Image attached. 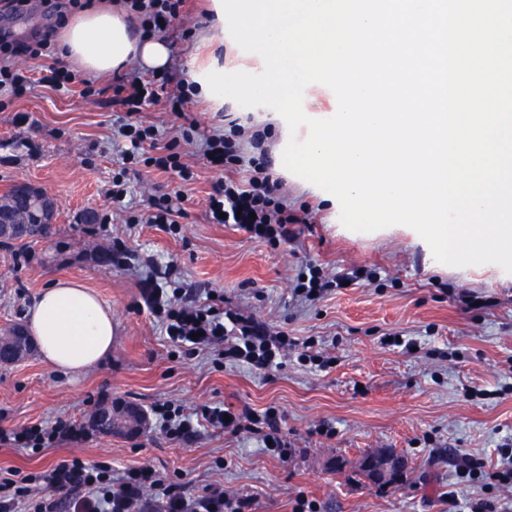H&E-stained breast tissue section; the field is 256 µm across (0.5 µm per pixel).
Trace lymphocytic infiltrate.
<instances>
[{
  "instance_id": "lymphocytic-infiltrate-1",
  "label": "lymphocytic infiltrate",
  "mask_w": 512,
  "mask_h": 512,
  "mask_svg": "<svg viewBox=\"0 0 512 512\" xmlns=\"http://www.w3.org/2000/svg\"><path fill=\"white\" fill-rule=\"evenodd\" d=\"M187 0H125L127 9L136 15L145 32L168 28L185 17ZM53 32H45L22 47L0 46V90L13 96L26 93L29 77L10 64L13 56L26 54L37 58L51 53ZM157 79L128 77L115 83L113 91L126 109L128 120L120 124L118 137L124 138L126 161L142 160L145 166L177 172L191 178L192 172L182 160L176 144L163 146L161 152L146 155L145 148L154 144L153 127L132 124L131 119L144 105L160 100L175 115H182L190 102L192 84H180L176 94L164 97ZM249 137L253 155L240 151L242 137ZM259 135H246L239 123H231L227 133L211 135L206 141L205 157L209 164L225 173L208 194L207 208L212 223L226 222L245 230L251 237L278 246L297 237L296 225L306 223V215L290 213L278 194L279 185L261 150ZM246 172L243 180L235 172ZM357 272L327 276L317 265L308 263L299 269L292 281L295 296L312 300L324 296L343 283L357 279ZM141 296L146 306L157 314L168 338L196 349L217 345L224 359L241 363L260 372L277 370L282 353L288 347L287 334L271 331L252 318L225 313L219 304L204 307L187 304L181 289L164 293L150 282H143ZM203 420L214 426L229 425L233 430L245 429L268 442L280 456H288L291 444L281 427L275 408L257 413L245 410L229 412L223 404L203 406ZM84 428L59 421L49 427L21 425L9 431L0 430V446L45 448L55 443L83 436ZM69 492L70 512H253L254 502L225 491L223 485L212 484L202 493L191 494L185 481L158 475L147 467L128 469L113 476L108 461L86 462L80 458H63L47 474L23 475L0 470V512H57L60 492Z\"/></svg>"
}]
</instances>
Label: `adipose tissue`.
<instances>
[{
  "mask_svg": "<svg viewBox=\"0 0 512 512\" xmlns=\"http://www.w3.org/2000/svg\"><path fill=\"white\" fill-rule=\"evenodd\" d=\"M59 46L62 57L96 78L133 62L161 67L170 55L165 40L141 33L120 0H103L69 19ZM28 327L44 361L73 376L95 367L112 351L111 309L76 281L57 280L42 289L28 310Z\"/></svg>",
  "mask_w": 512,
  "mask_h": 512,
  "instance_id": "ef3b65f1",
  "label": "adipose tissue"
}]
</instances>
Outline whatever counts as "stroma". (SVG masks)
<instances>
[{
	"label": "stroma",
	"instance_id": "35a3bbf8",
	"mask_svg": "<svg viewBox=\"0 0 512 512\" xmlns=\"http://www.w3.org/2000/svg\"><path fill=\"white\" fill-rule=\"evenodd\" d=\"M208 5L193 0L183 25L163 33L172 82L186 78L188 62L201 51ZM58 27L51 0H26L17 9L0 0V41L28 43ZM59 62L55 55L13 57L33 85L22 96H0V194L25 180L57 203L51 240L0 249V328L25 322L50 281L73 279L111 307L115 337L111 356L78 378L36 355L0 365V429L59 420L82 425L104 399L148 410L174 402L189 413L221 403L238 411L279 410L292 451L284 459L257 435L203 422L182 439L151 427L134 442L86 435L35 451L0 446V469L44 473L64 457L108 460L119 473L147 466L163 475L182 473L193 492L221 484L253 498L255 512H293L301 496L314 500L319 512H445L443 495L450 491L467 502L496 497V489L467 476L463 457L498 467L496 450L512 436L511 282L475 272L435 274L399 234L384 240L338 236L339 213L310 183L284 175L274 153L269 166L282 183V199L289 209L312 210L296 240L273 247L236 225L210 223L206 199L218 173L206 164L205 139L223 131L228 117L253 125L244 107L228 99L215 112L196 97L182 118L161 101L140 112L159 144L178 141L195 173L185 181L140 163L122 165L112 129L124 108L111 78L94 79L88 97L81 94V71L67 92L40 83L41 69ZM190 124L195 133L182 141ZM119 170L128 183L120 204L112 200ZM174 192L183 211L177 228L142 223L154 198ZM89 209L97 211V223L80 222ZM99 248L111 249L110 264L96 262ZM305 260L328 273L357 269L377 277L304 302L290 286ZM149 275L196 303L213 292L226 306L283 328L296 342L286 366L259 374L223 360L218 349L190 353L171 342L141 299ZM395 335L413 340L415 350L388 345ZM309 342L332 358L330 368L298 364L299 346ZM327 425L333 436L320 435ZM384 448L407 462L400 485L370 484L358 470L363 454Z\"/></svg>",
	"mask_w": 512,
	"mask_h": 512
}]
</instances>
